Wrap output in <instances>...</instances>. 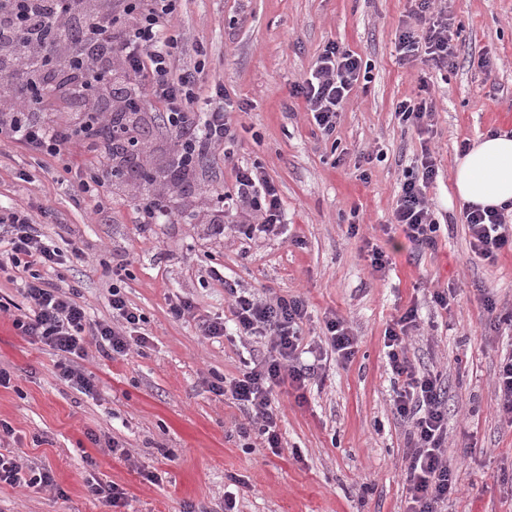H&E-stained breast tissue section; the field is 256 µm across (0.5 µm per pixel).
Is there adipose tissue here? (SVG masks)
<instances>
[{"label":"adipose tissue","instance_id":"obj_1","mask_svg":"<svg viewBox=\"0 0 512 512\" xmlns=\"http://www.w3.org/2000/svg\"><path fill=\"white\" fill-rule=\"evenodd\" d=\"M454 187L466 204L481 208L512 204V135L491 132L475 142L457 161Z\"/></svg>","mask_w":512,"mask_h":512}]
</instances>
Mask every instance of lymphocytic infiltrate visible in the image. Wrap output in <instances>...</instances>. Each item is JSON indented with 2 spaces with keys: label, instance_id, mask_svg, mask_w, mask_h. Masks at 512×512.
Here are the masks:
<instances>
[{
  "label": "lymphocytic infiltrate",
  "instance_id": "f902f5d3",
  "mask_svg": "<svg viewBox=\"0 0 512 512\" xmlns=\"http://www.w3.org/2000/svg\"><path fill=\"white\" fill-rule=\"evenodd\" d=\"M436 0H415V25L403 26L398 37L402 64L437 71L456 58L454 22ZM179 0H0V140L20 142L39 156L59 158L71 149L88 155L109 150L137 169V159L151 134L142 114L157 109L160 123L174 137L167 178L190 179L209 156L226 149L233 139L223 86L200 101L203 66L193 63L173 73L171 59L178 41L171 21ZM362 61L338 44L329 45L309 75L293 85L303 97L319 129L332 133L349 94L357 84ZM76 102L72 117L55 120L57 101ZM436 111L427 81L418 92L398 102L395 114L405 126L423 132ZM438 167L423 150L419 172H407L394 219L405 238L418 248L433 246L440 229L426 190ZM240 220L235 233L274 232L282 222L281 198L259 164L239 167L233 190L215 188L209 223L224 232V213ZM472 251L486 259L512 247V212L507 208L464 207ZM6 230L12 267L24 268L20 294L29 305L13 326L30 341L60 354L58 376L90 394L94 384L79 359L87 341L111 358L145 347L140 327L145 318L124 297L120 284L110 296L112 322L94 321L78 303L79 290L51 283L43 269L59 270L68 256L44 237L30 213L0 206V230ZM239 336L266 338L269 348L246 362L240 376L219 379L210 389L231 396L246 411L248 425L239 426L243 439L257 437L263 447L279 452L274 396L281 385L304 388L322 368L321 356L305 362L300 351L301 325L308 304L302 296L261 299L254 293L227 288ZM418 311L408 308L385 331L388 365L401 385L394 401L397 418L409 425L411 448L406 472L409 512H439L456 489L454 468L444 454L448 442L447 387L439 371L419 367L410 359L408 338L418 328Z\"/></svg>",
  "mask_w": 512,
  "mask_h": 512
}]
</instances>
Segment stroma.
Returning <instances> with one entry per match:
<instances>
[{
	"label": "stroma",
	"mask_w": 512,
	"mask_h": 512,
	"mask_svg": "<svg viewBox=\"0 0 512 512\" xmlns=\"http://www.w3.org/2000/svg\"><path fill=\"white\" fill-rule=\"evenodd\" d=\"M460 29L453 68L430 71L436 99L432 133L401 125L395 107L417 92L418 73L401 64L395 43L413 0H181L173 20L180 43L174 69L203 60L204 90L223 85L235 107L231 158L217 157L187 190L167 191L177 210L197 221L167 220L140 231L134 202L122 187L100 199L78 196L88 169L110 171L102 153L71 151L41 157L22 144L0 142V200L25 208L49 206L47 238L84 260L65 274L80 291L91 319L112 318V267L126 260V299L145 317L147 347L116 360L89 348L81 368L95 386L86 395L58 377V356L14 328L0 312V420L13 437L0 441L24 465L52 473V489L0 484V512H105L85 487L89 477L113 482L128 495L125 512H407L406 423L394 415L396 385L384 348L387 328L409 307L419 328L409 356L442 373L449 389L447 456L457 490L446 512H512V427L501 419L495 373L512 354V326H492L485 298L512 311V249L485 260L470 248L463 205L453 188L463 143L489 131L512 132V0H447ZM370 67L340 112L336 130L322 135L292 85L330 43ZM491 60L481 69L477 60ZM439 168L427 199L440 223L434 249L419 252L393 230L406 170L423 149ZM260 163L283 202L277 230L245 238L212 234L208 196L232 188L238 167ZM102 204L104 216L93 215ZM392 260L373 273L366 243ZM225 283L208 281L210 267ZM260 297L299 295L309 304L304 343L326 351L323 369L303 390L277 396L284 446L272 453L245 447L236 432L246 415L212 393L215 378L238 376L244 359L266 343L225 336L205 340L198 322L229 317L225 284ZM453 288L457 301L441 310L435 290ZM188 298L191 314L169 315L171 300ZM343 317L358 346L351 359L326 350L327 316ZM118 441L123 453L111 452ZM161 474L153 484L142 473ZM242 479L233 486L231 476Z\"/></svg>",
	"instance_id": "obj_1"
}]
</instances>
